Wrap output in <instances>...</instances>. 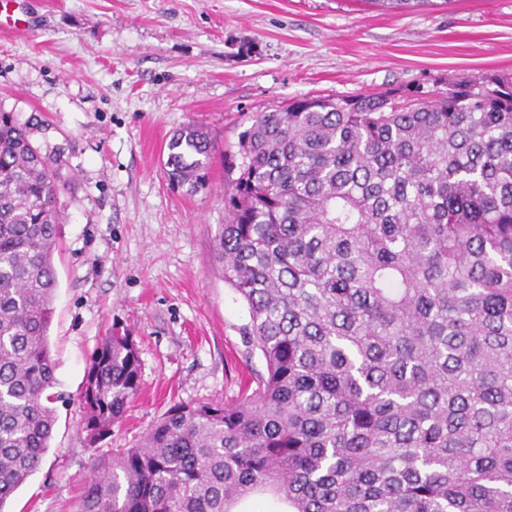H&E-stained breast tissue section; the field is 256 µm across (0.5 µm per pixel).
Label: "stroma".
Instances as JSON below:
<instances>
[{
	"mask_svg": "<svg viewBox=\"0 0 512 512\" xmlns=\"http://www.w3.org/2000/svg\"><path fill=\"white\" fill-rule=\"evenodd\" d=\"M29 35L0 33V109L40 116L37 142L69 160L53 253L49 331L56 424L39 469L7 512H80L94 459L135 446L175 404L239 400L265 369L239 328L244 302L212 242L239 136L302 97L512 73V0H447L404 13L370 0H31ZM199 123L216 153L206 189L164 175L167 143ZM128 330L140 390L109 435L91 438L83 393L112 326Z\"/></svg>",
	"mask_w": 512,
	"mask_h": 512,
	"instance_id": "35a3bbf8",
	"label": "stroma"
}]
</instances>
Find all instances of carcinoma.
Returning a JSON list of instances; mask_svg holds the SVG:
<instances>
[{"instance_id": "carcinoma-1", "label": "carcinoma", "mask_w": 512, "mask_h": 512, "mask_svg": "<svg viewBox=\"0 0 512 512\" xmlns=\"http://www.w3.org/2000/svg\"><path fill=\"white\" fill-rule=\"evenodd\" d=\"M387 10L432 0H369ZM40 120L0 110V509L56 423L53 252L68 161ZM199 124L168 142L169 181L206 188ZM213 240L247 305L257 388L176 405L93 465L81 512H512V75L309 97L242 134ZM113 328L83 394L102 437L138 391Z\"/></svg>"}]
</instances>
